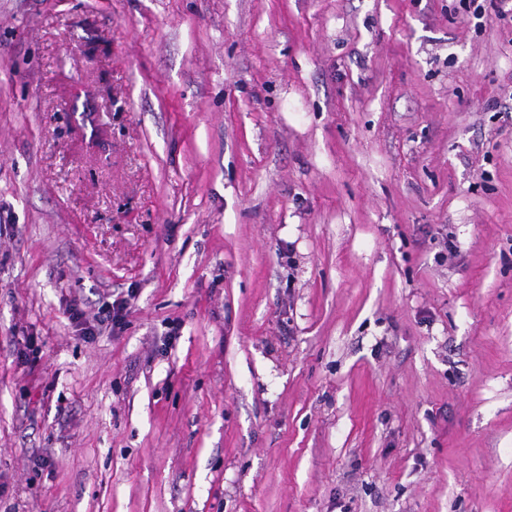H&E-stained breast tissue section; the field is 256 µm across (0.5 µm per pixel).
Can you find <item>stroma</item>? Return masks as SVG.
I'll return each instance as SVG.
<instances>
[{
    "label": "stroma",
    "instance_id": "stroma-1",
    "mask_svg": "<svg viewBox=\"0 0 512 512\" xmlns=\"http://www.w3.org/2000/svg\"><path fill=\"white\" fill-rule=\"evenodd\" d=\"M499 8L0 0V512H512ZM134 292H127V297L116 298L112 303L107 302L104 306L101 314L105 317L98 318L97 325H91L84 319V314L77 307H70L67 309V313L71 321L78 327L82 336H96L106 331L107 328L111 331L115 329H121L125 324V319L129 312V300L134 297ZM107 322V324H106ZM106 324V326H105Z\"/></svg>",
    "mask_w": 512,
    "mask_h": 512
}]
</instances>
